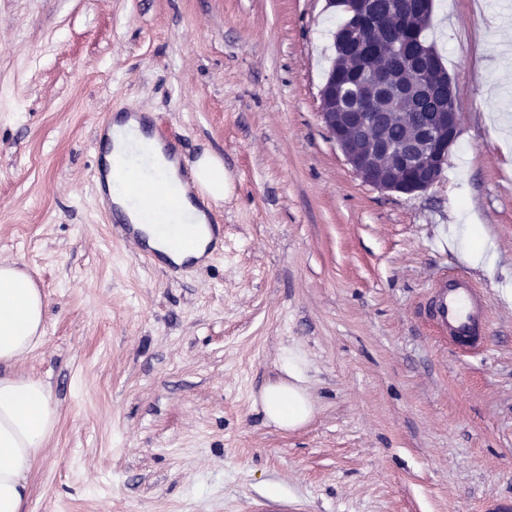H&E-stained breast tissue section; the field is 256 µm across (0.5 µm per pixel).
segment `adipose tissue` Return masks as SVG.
<instances>
[{
  "label": "adipose tissue",
  "instance_id": "adipose-tissue-1",
  "mask_svg": "<svg viewBox=\"0 0 512 512\" xmlns=\"http://www.w3.org/2000/svg\"><path fill=\"white\" fill-rule=\"evenodd\" d=\"M111 159H119L134 143L148 145L150 160L165 175L164 193L169 201L190 212L197 221L196 237L183 235L179 227H146L148 243L175 263L200 260L212 236L207 215L195 205L190 191L199 189L207 204L224 200V168L212 156L194 164L191 181H184L177 162L162 145L148 140L136 117L114 122L107 130ZM46 302L31 279L11 265H0V512H23L29 495L27 477L57 422V411L47 385L38 378L11 374L19 357L36 345L43 333ZM288 379L264 388L260 396L267 420L282 429L306 423L313 406L302 386L304 367L294 355L283 358Z\"/></svg>",
  "mask_w": 512,
  "mask_h": 512
}]
</instances>
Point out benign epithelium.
I'll use <instances>...</instances> for the list:
<instances>
[{"mask_svg":"<svg viewBox=\"0 0 512 512\" xmlns=\"http://www.w3.org/2000/svg\"><path fill=\"white\" fill-rule=\"evenodd\" d=\"M374 0H347L350 25L339 50L353 48L367 53V34L379 28L381 15ZM437 64L428 54L418 62L403 61L397 71L373 66L371 77L352 87V94L329 78L319 95V117L341 150L354 174L364 183L384 192L414 196L430 189L448 163L455 143L461 113L451 78L439 82ZM397 90L395 99L413 107L419 99L435 100V110L423 114L417 126L401 141L387 135L390 113L376 112L378 100Z\"/></svg>","mask_w":512,"mask_h":512,"instance_id":"benign-epithelium-1","label":"benign epithelium"}]
</instances>
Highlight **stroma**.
<instances>
[{
  "mask_svg": "<svg viewBox=\"0 0 512 512\" xmlns=\"http://www.w3.org/2000/svg\"><path fill=\"white\" fill-rule=\"evenodd\" d=\"M344 19L329 0H0V265L47 303L13 367L58 422L25 512H480L512 496V81L489 90L512 0H434L426 39L461 128L416 197L364 184L318 115ZM182 169L224 165V249L181 272L113 237L97 129L130 104ZM481 225L492 265L445 238ZM458 268L488 347L418 306ZM315 412L282 430L285 353Z\"/></svg>",
  "mask_w": 512,
  "mask_h": 512,
  "instance_id": "35a3bbf8",
  "label": "stroma"
}]
</instances>
